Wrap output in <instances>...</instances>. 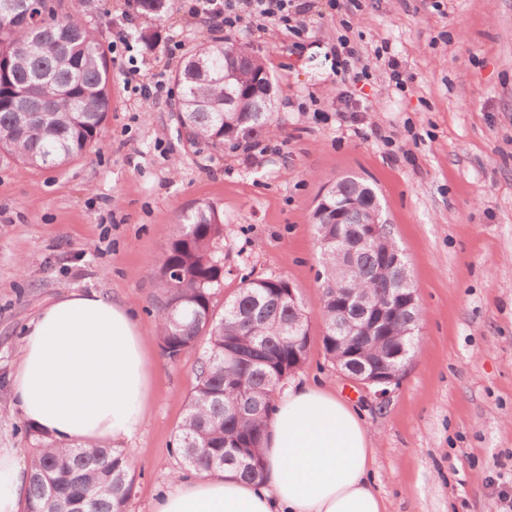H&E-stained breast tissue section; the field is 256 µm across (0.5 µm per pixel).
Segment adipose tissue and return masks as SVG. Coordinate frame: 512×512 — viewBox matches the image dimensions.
<instances>
[{"label": "adipose tissue", "instance_id": "ef3b65f1", "mask_svg": "<svg viewBox=\"0 0 512 512\" xmlns=\"http://www.w3.org/2000/svg\"><path fill=\"white\" fill-rule=\"evenodd\" d=\"M11 391L22 419L69 448L129 440L145 424L153 377L131 305L72 291L21 337ZM357 412L321 384L289 388L268 423L263 476L174 472L150 512H386ZM32 474L0 447V512H23Z\"/></svg>", "mask_w": 512, "mask_h": 512}]
</instances>
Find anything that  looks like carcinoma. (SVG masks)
I'll return each mask as SVG.
<instances>
[{
	"mask_svg": "<svg viewBox=\"0 0 512 512\" xmlns=\"http://www.w3.org/2000/svg\"><path fill=\"white\" fill-rule=\"evenodd\" d=\"M144 16L161 18L170 0H135ZM60 0H0V151L35 168L57 167L90 153L102 139L111 109V60L97 36ZM248 71L253 62L232 42L201 44L174 76L181 107L176 120L186 142L216 152L237 149L273 122L262 94L244 95L240 109L224 106V68ZM339 200H359L345 212L341 230L354 234L368 222L366 208L380 206L365 181L344 177L334 183ZM323 288V345L336 358V340L345 352L366 351L377 368L385 358L362 336L336 337L341 289L382 302L396 292L393 257L376 247L359 254L346 271L336 258L332 216L312 214ZM224 218L211 204L183 220L156 267L161 290L156 306L158 338L165 356L177 361L199 352L195 383L187 400L174 451L199 473L232 469L245 480L262 477L267 423L281 383L307 357L308 315L291 284L281 276L241 277L237 294L218 311L213 303L224 287ZM419 308H400L389 326L396 341L411 346L402 332ZM245 361L229 369L224 342ZM245 405V416L232 407ZM27 512H127L133 479L125 451L72 449L49 443L36 450Z\"/></svg>",
	"mask_w": 512,
	"mask_h": 512,
	"instance_id": "carcinoma-1",
	"label": "carcinoma"
}]
</instances>
